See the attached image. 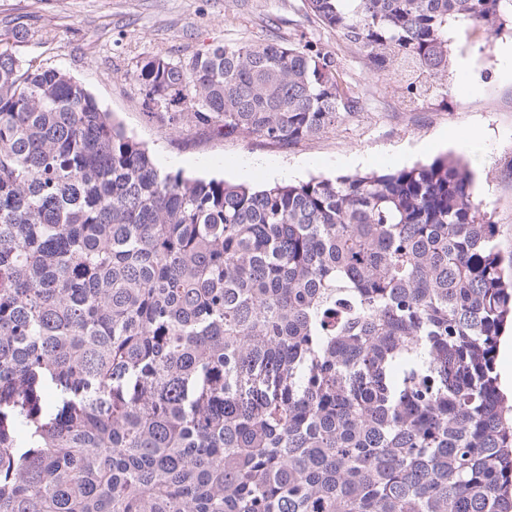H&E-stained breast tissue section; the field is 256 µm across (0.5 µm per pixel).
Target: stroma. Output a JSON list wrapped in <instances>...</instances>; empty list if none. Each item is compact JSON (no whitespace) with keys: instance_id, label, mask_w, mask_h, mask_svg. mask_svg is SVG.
I'll return each instance as SVG.
<instances>
[{"instance_id":"1","label":"stroma","mask_w":512,"mask_h":512,"mask_svg":"<svg viewBox=\"0 0 512 512\" xmlns=\"http://www.w3.org/2000/svg\"><path fill=\"white\" fill-rule=\"evenodd\" d=\"M24 26L16 51L69 73L148 146L160 170L234 184H265L262 169L301 182L425 164L451 154L467 163L512 277V30L469 23L451 30L442 90L404 103L391 78L371 73L354 47L307 15L303 0H0V33ZM306 33L342 61L359 112L288 149L241 132L174 126L150 112L134 78L146 57L182 59L270 33Z\"/></svg>"}]
</instances>
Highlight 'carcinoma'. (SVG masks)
Segmentation results:
<instances>
[{"label": "carcinoma", "instance_id": "1", "mask_svg": "<svg viewBox=\"0 0 512 512\" xmlns=\"http://www.w3.org/2000/svg\"><path fill=\"white\" fill-rule=\"evenodd\" d=\"M403 98L512 0H305ZM0 38V512H512V319L474 177L255 189L161 171ZM159 118L289 148L360 108L311 40L135 73Z\"/></svg>", "mask_w": 512, "mask_h": 512}]
</instances>
